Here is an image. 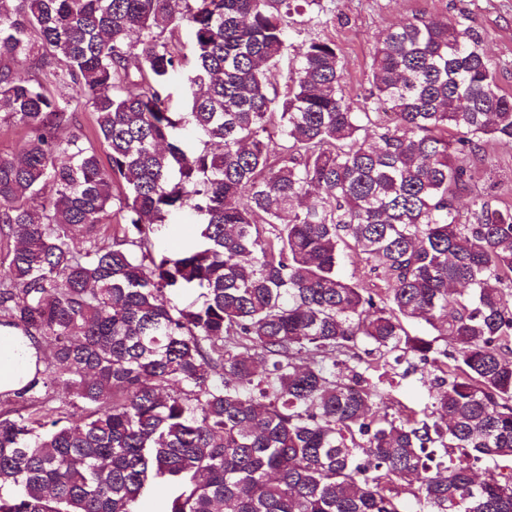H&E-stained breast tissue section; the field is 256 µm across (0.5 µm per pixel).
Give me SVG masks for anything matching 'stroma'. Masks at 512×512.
<instances>
[{
	"mask_svg": "<svg viewBox=\"0 0 512 512\" xmlns=\"http://www.w3.org/2000/svg\"><path fill=\"white\" fill-rule=\"evenodd\" d=\"M462 6L483 36L500 87L512 95V0H319L296 16L291 41L297 49L313 40L335 43L343 63L346 100L358 110L370 87L376 38L414 18L454 20ZM476 188L490 190L498 204L512 206V149L488 145Z\"/></svg>",
	"mask_w": 512,
	"mask_h": 512,
	"instance_id": "35a3bbf8",
	"label": "stroma"
}]
</instances>
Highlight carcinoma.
<instances>
[{
  "label": "carcinoma",
  "instance_id": "cac0c4a2",
  "mask_svg": "<svg viewBox=\"0 0 512 512\" xmlns=\"http://www.w3.org/2000/svg\"><path fill=\"white\" fill-rule=\"evenodd\" d=\"M316 2L0 0V120L27 132L0 154V325L52 352L0 394V512H140L151 482L158 512H512V207L473 190L512 96L474 27L416 18L378 38L363 111L330 41L281 97ZM181 210L197 234L168 255ZM410 356L431 409L390 414L382 369ZM340 269L345 277L349 279L353 277V280L359 281L365 288H370L379 293L386 288L384 282L374 277V275H370L365 261L353 251H347L344 254Z\"/></svg>",
  "mask_w": 512,
  "mask_h": 512
}]
</instances>
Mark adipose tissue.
Here are the masks:
<instances>
[{"label": "adipose tissue", "mask_w": 512, "mask_h": 512, "mask_svg": "<svg viewBox=\"0 0 512 512\" xmlns=\"http://www.w3.org/2000/svg\"><path fill=\"white\" fill-rule=\"evenodd\" d=\"M41 345L20 333H7L0 327V393L5 394L24 386L44 366Z\"/></svg>", "instance_id": "obj_1"}]
</instances>
